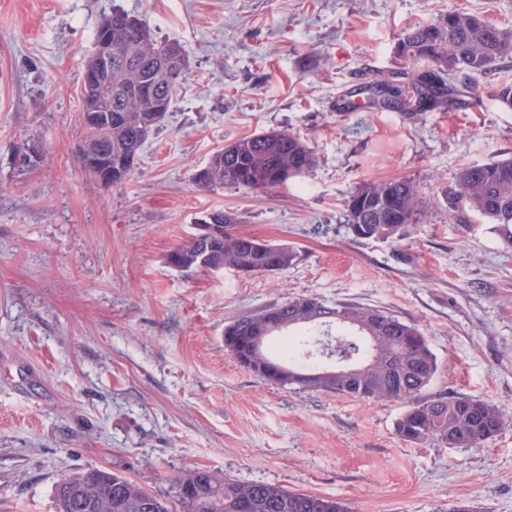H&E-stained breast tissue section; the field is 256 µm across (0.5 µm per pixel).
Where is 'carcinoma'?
I'll use <instances>...</instances> for the list:
<instances>
[{
	"instance_id": "obj_1",
	"label": "carcinoma",
	"mask_w": 512,
	"mask_h": 512,
	"mask_svg": "<svg viewBox=\"0 0 512 512\" xmlns=\"http://www.w3.org/2000/svg\"><path fill=\"white\" fill-rule=\"evenodd\" d=\"M112 42V71L97 72L93 53L83 71L82 122L88 135L77 145L81 166L85 148L97 161L112 165V185L130 178L185 73L184 51L159 41L149 24L124 11L101 23L95 45ZM398 52L411 66L369 89L368 102L381 109H400L418 116L433 109L448 111L461 90L453 75L476 80L512 60V26H501L479 12L450 9L437 18L409 27ZM418 64L426 69H414ZM314 151L286 130H269L239 138L215 151L192 172L199 188L233 187L267 191L288 185L312 170ZM436 206L459 220L468 213L493 225L501 241L512 247V158L466 165L442 197L428 198L408 178L365 180L345 201L347 225L356 237L399 240L427 209ZM235 215L215 211L195 221L198 230L166 256L181 271L232 269L244 276L274 275L290 268L297 253L286 244L258 240L237 228ZM272 308L276 320L264 322L265 311L237 318L224 328V351L242 368L282 388L324 391L374 403H397L403 411L395 432L410 444L442 448H481L512 419L491 402L456 394L428 395L437 362L426 336L415 324L376 308L314 298L290 297ZM355 331L359 371L345 374L332 367H309L304 361L335 336ZM184 512H349L337 499L281 485L242 482L195 468L176 479ZM57 512H169L166 503L136 481L104 467L91 466L55 485Z\"/></svg>"
}]
</instances>
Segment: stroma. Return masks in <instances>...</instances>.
I'll use <instances>...</instances> for the list:
<instances>
[{"label":"stroma","instance_id":"35a3bbf8","mask_svg":"<svg viewBox=\"0 0 512 512\" xmlns=\"http://www.w3.org/2000/svg\"><path fill=\"white\" fill-rule=\"evenodd\" d=\"M451 8L512 25V0H0V512H57L56 482L120 472L182 512L200 467L339 499L350 512H512V428L479 449L412 445L401 406L284 389L224 350L225 326L289 296L356 303L417 325L433 395L512 417V247L477 216L429 209L396 243L355 238L364 180L429 196L458 170L512 157V109L480 78L476 105L418 119L358 88L403 63V32ZM141 16L179 42L185 75L131 179L82 169V74L104 16ZM278 128L317 164L272 191L196 188L224 145ZM36 147L26 167L21 155ZM293 246L277 275L169 267L197 217Z\"/></svg>","mask_w":512,"mask_h":512}]
</instances>
